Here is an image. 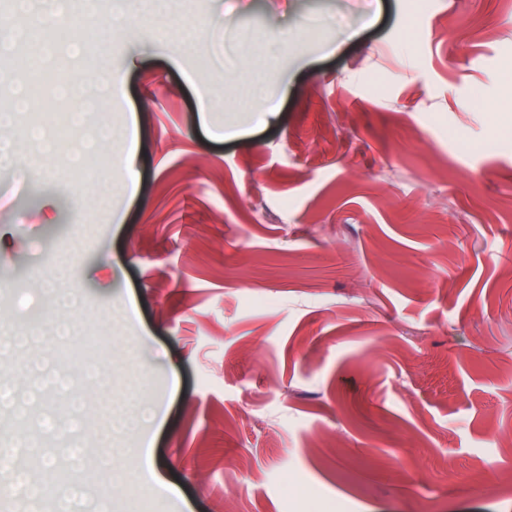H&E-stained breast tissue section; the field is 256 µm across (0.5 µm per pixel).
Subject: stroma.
Instances as JSON below:
<instances>
[{
    "instance_id": "35a3bbf8",
    "label": "stroma",
    "mask_w": 512,
    "mask_h": 512,
    "mask_svg": "<svg viewBox=\"0 0 512 512\" xmlns=\"http://www.w3.org/2000/svg\"><path fill=\"white\" fill-rule=\"evenodd\" d=\"M175 4L186 45L85 0L54 34L135 59L106 115L137 121L135 193L91 126L70 139L86 181L35 114L7 131L0 336L45 335L0 353V448L39 476L79 441L73 481L112 512H512V0ZM30 22L0 0V106L46 65L13 36ZM66 257L63 305L36 273ZM61 320L107 337L94 368L150 412L111 447L120 404L57 356ZM147 433L176 495L131 486Z\"/></svg>"
}]
</instances>
